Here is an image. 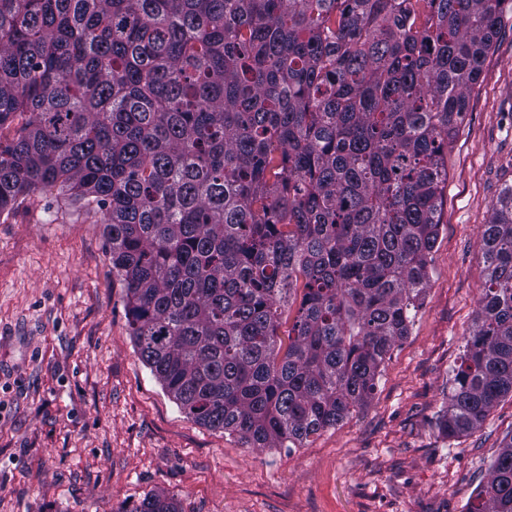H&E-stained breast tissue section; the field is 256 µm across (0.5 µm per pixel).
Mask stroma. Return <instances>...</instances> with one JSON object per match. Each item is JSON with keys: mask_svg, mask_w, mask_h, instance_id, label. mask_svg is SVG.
<instances>
[{"mask_svg": "<svg viewBox=\"0 0 512 512\" xmlns=\"http://www.w3.org/2000/svg\"><path fill=\"white\" fill-rule=\"evenodd\" d=\"M512 184V15L448 151L429 283L367 407L307 447L252 448L187 417L142 360L102 225L56 192L0 217V512H466L512 398L446 437L451 370L483 288L481 228Z\"/></svg>", "mask_w": 512, "mask_h": 512, "instance_id": "1", "label": "stroma"}]
</instances>
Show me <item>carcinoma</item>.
Masks as SVG:
<instances>
[{
	"label": "carcinoma",
	"mask_w": 512,
	"mask_h": 512,
	"mask_svg": "<svg viewBox=\"0 0 512 512\" xmlns=\"http://www.w3.org/2000/svg\"><path fill=\"white\" fill-rule=\"evenodd\" d=\"M512 0H0V216L104 225L180 409L302 448L367 406L429 279L448 147ZM440 421L512 397V185ZM288 321V342L280 327ZM468 512H512V434ZM130 512H178L160 494Z\"/></svg>",
	"instance_id": "cac0c4a2"
}]
</instances>
